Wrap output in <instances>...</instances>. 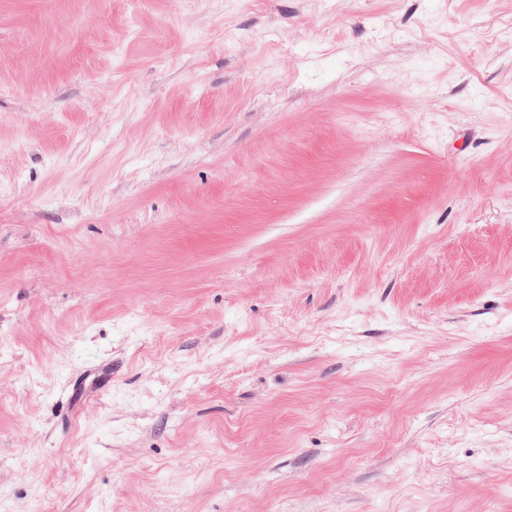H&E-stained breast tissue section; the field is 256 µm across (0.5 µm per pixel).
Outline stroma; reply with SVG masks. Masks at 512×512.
Returning a JSON list of instances; mask_svg holds the SVG:
<instances>
[{
	"mask_svg": "<svg viewBox=\"0 0 512 512\" xmlns=\"http://www.w3.org/2000/svg\"><path fill=\"white\" fill-rule=\"evenodd\" d=\"M0 512H512V0H0Z\"/></svg>",
	"mask_w": 512,
	"mask_h": 512,
	"instance_id": "35a3bbf8",
	"label": "stroma"
}]
</instances>
